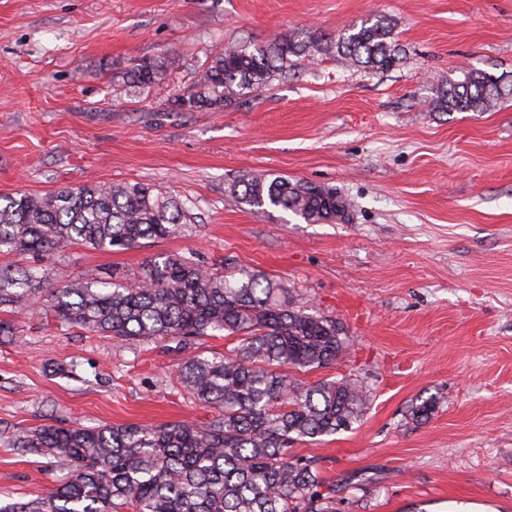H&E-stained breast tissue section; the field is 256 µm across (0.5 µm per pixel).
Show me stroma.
<instances>
[{
    "mask_svg": "<svg viewBox=\"0 0 512 512\" xmlns=\"http://www.w3.org/2000/svg\"><path fill=\"white\" fill-rule=\"evenodd\" d=\"M375 16L404 48L397 67L327 55L224 109L173 105L225 47L335 36ZM167 56L155 85L116 95L124 72ZM473 69L512 75V0H0V195L144 182L190 201L182 236L46 255L45 288L133 280L191 251L273 276L352 340L302 381L351 374L368 391L352 429L294 445L336 484L338 512H512V98L485 112L431 106ZM269 173L336 188L347 221L256 214L228 191ZM9 319L0 505L57 478L48 457L13 447L18 431L210 416L171 384L176 351L37 308ZM428 397L437 412L412 420Z\"/></svg>",
    "mask_w": 512,
    "mask_h": 512,
    "instance_id": "stroma-1",
    "label": "stroma"
}]
</instances>
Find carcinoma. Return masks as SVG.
Returning <instances> with one entry per match:
<instances>
[{
	"instance_id": "carcinoma-1",
	"label": "carcinoma",
	"mask_w": 512,
	"mask_h": 512,
	"mask_svg": "<svg viewBox=\"0 0 512 512\" xmlns=\"http://www.w3.org/2000/svg\"><path fill=\"white\" fill-rule=\"evenodd\" d=\"M389 19L378 16L329 38L311 32L226 48L182 94L186 110L225 108L268 86L304 60L333 55L356 68L389 70L400 62ZM171 61H144L120 89L149 88ZM512 95V79L466 71L434 99L439 112H483ZM230 192L257 213L291 212L308 223L346 220L336 189L274 174L247 175ZM187 202L151 184L84 185L49 194L0 196V255H28L24 268L0 267V309L39 305L60 321L117 340L173 343L181 354L176 384L209 409L207 421L97 427L44 426L15 434L13 447L53 459L58 483L44 497L0 512H336V485L293 444L348 430L363 416L358 378L303 383L298 375L338 361L350 336L314 316L289 289L249 269L229 271L194 254L154 261L135 281L95 280L41 291L43 255L70 245L133 248L175 237L190 222ZM232 347L216 351L208 339ZM437 402L412 408L426 421Z\"/></svg>"
}]
</instances>
